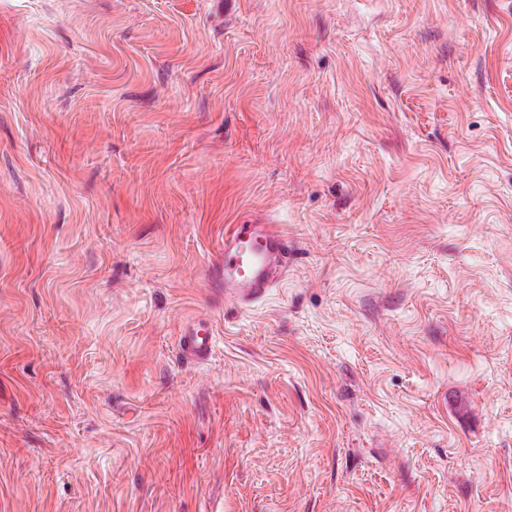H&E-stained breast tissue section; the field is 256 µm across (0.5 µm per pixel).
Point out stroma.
<instances>
[{"instance_id": "obj_1", "label": "stroma", "mask_w": 512, "mask_h": 512, "mask_svg": "<svg viewBox=\"0 0 512 512\" xmlns=\"http://www.w3.org/2000/svg\"><path fill=\"white\" fill-rule=\"evenodd\" d=\"M0 512H512V0H0ZM224 299L249 306L288 269V236L275 224H230L224 230ZM215 332L212 323L207 319H199L180 339V352L190 361H203L209 357Z\"/></svg>"}]
</instances>
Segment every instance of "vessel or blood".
Here are the masks:
<instances>
[{"label": "vessel or blood", "instance_id": "obj_1", "mask_svg": "<svg viewBox=\"0 0 512 512\" xmlns=\"http://www.w3.org/2000/svg\"><path fill=\"white\" fill-rule=\"evenodd\" d=\"M288 237L274 224H231L224 230V296L248 306L265 296L288 269ZM215 332L209 320H198L180 339L182 356L209 357Z\"/></svg>", "mask_w": 512, "mask_h": 512}]
</instances>
